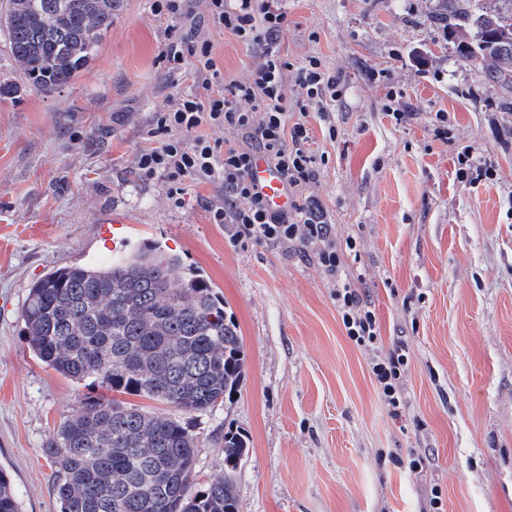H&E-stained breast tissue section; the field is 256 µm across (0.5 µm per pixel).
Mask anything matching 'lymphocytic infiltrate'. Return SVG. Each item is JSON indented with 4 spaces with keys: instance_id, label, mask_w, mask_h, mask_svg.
Returning <instances> with one entry per match:
<instances>
[{
    "instance_id": "1",
    "label": "lymphocytic infiltrate",
    "mask_w": 512,
    "mask_h": 512,
    "mask_svg": "<svg viewBox=\"0 0 512 512\" xmlns=\"http://www.w3.org/2000/svg\"><path fill=\"white\" fill-rule=\"evenodd\" d=\"M210 19L244 45L260 50L261 61L247 83H225L212 47L202 39L175 40L161 57L169 73L192 72L201 92L174 96L154 113L149 131L155 147L136 159L140 176H162L172 183H218L224 200L210 210L215 224H232L239 239L312 246L324 272L334 280V297L348 337L370 353V368L380 393L391 407L401 402L400 383L407 363L403 347L380 354V327L374 310L343 270L344 251L356 243L338 244L330 235L323 211L296 206L294 213L270 211L252 186L249 171L256 156H265L282 174L292 193H300L316 176V159L309 151L311 129L305 117H290L285 87L287 67L279 54L278 36L286 26L277 0H208ZM300 108L323 104L335 93L317 60L300 69L297 78ZM234 131L245 145H233L202 135L200 127Z\"/></svg>"
}]
</instances>
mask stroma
<instances>
[{"label":"stroma","mask_w":512,"mask_h":512,"mask_svg":"<svg viewBox=\"0 0 512 512\" xmlns=\"http://www.w3.org/2000/svg\"><path fill=\"white\" fill-rule=\"evenodd\" d=\"M282 5L287 86L315 57L338 90L309 109L318 174L304 194L338 243L356 242L344 270L376 313L380 354L405 347L399 409L347 336L312 248L211 223L218 185L183 182L177 204L166 178L139 176L153 113L193 88L160 57L189 25L122 0L87 68L50 94L13 62L0 26V469L20 512H58L45 443L100 393L28 348L29 290L145 244L212 282L245 351L237 396L185 417L198 483L223 478L232 430L250 441L239 512H512V91L458 55L442 0ZM193 8L225 81L250 79L257 51L209 19L207 0ZM392 108L414 117L396 123ZM466 146L493 178L456 179Z\"/></svg>","instance_id":"35a3bbf8"}]
</instances>
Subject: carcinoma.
Listing matches in <instances>:
<instances>
[{
    "label": "carcinoma",
    "mask_w": 512,
    "mask_h": 512,
    "mask_svg": "<svg viewBox=\"0 0 512 512\" xmlns=\"http://www.w3.org/2000/svg\"><path fill=\"white\" fill-rule=\"evenodd\" d=\"M468 11L444 0L457 51L487 77L512 85V15L493 3ZM120 0H8L4 24L13 60L52 93L68 83L112 26ZM179 259L153 245L101 268L57 269L30 288L22 314L29 349L54 370L108 391L165 403L183 414L232 398L245 352L224 298ZM197 448L173 413L89 397L46 443L59 512H238L234 480L248 448L224 433V478L193 487ZM0 512H19L0 470Z\"/></svg>",
    "instance_id": "cac0c4a2"
}]
</instances>
